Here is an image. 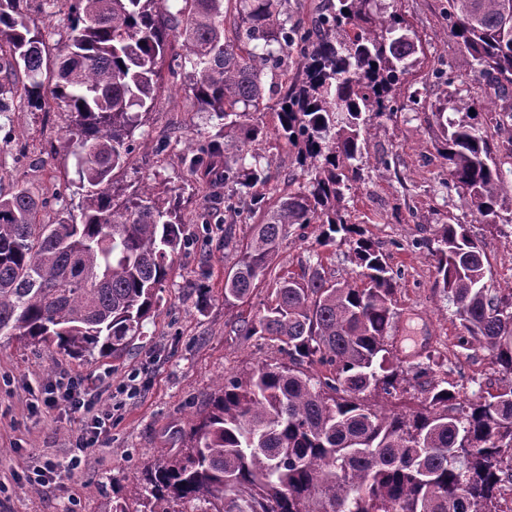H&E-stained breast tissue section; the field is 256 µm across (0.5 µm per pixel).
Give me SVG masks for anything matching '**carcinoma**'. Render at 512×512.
I'll return each mask as SVG.
<instances>
[{
  "instance_id": "1",
  "label": "carcinoma",
  "mask_w": 512,
  "mask_h": 512,
  "mask_svg": "<svg viewBox=\"0 0 512 512\" xmlns=\"http://www.w3.org/2000/svg\"><path fill=\"white\" fill-rule=\"evenodd\" d=\"M68 2L69 43L46 93L43 34L27 20V0H0V117H9L10 96L36 111L48 93L66 103L63 148L87 185L80 217L53 224L41 221L46 202L28 189L0 193V335L78 359L119 357L144 336L182 249V219L149 185L115 195L112 176L152 107L173 38L199 108L224 121L210 159L256 151L258 132L240 139L238 119L267 109L268 68L295 54L301 69L281 71L273 86L277 131L308 180L269 203L224 196L241 224L261 214L246 247L224 235L235 254L224 307L252 295L296 225H320L323 247L343 235L359 268L357 283L327 277L320 262L284 275L262 310L238 317V335L276 343L281 359L224 377L185 450L155 459L130 490L142 512H497L512 491V294L487 284L485 254L466 222L436 225L423 242L435 285L456 307L463 342L488 350L506 378L468 396L437 362L405 369L390 344L398 273L346 206L364 183L375 119L399 110L395 87L424 63L408 21L384 15L378 0H324L306 29L292 23L288 0ZM448 28L466 49L454 78L487 95L451 106L443 89L431 112L448 184L474 216L492 220L512 199L504 176L506 165L512 174V0H448ZM479 115L494 120L499 140L476 126ZM267 180L257 162L224 165L226 187ZM421 379L420 404L388 407L403 384Z\"/></svg>"
}]
</instances>
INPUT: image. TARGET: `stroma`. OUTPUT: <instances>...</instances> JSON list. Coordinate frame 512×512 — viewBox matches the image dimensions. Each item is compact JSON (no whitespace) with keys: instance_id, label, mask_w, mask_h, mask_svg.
<instances>
[{"instance_id":"stroma-1","label":"stroma","mask_w":512,"mask_h":512,"mask_svg":"<svg viewBox=\"0 0 512 512\" xmlns=\"http://www.w3.org/2000/svg\"><path fill=\"white\" fill-rule=\"evenodd\" d=\"M42 3L31 0L28 20L41 29L53 55L67 36L68 4L57 0L46 9ZM381 6L404 15L426 60L397 85L399 111L378 120L369 152L387 156L390 166L366 173L365 185L348 202L351 220L399 273V316L392 336L406 365L442 362L458 390L479 394L495 389L502 374L489 351L462 345L464 330L454 306L435 286L434 263L421 243L435 225L454 218L467 222L483 248L488 283L500 294L511 293L512 202H505L489 224L472 216L446 186L447 166L438 152L441 134L428 104L440 91L434 70H449L465 56L462 44L448 33V0H381ZM415 93L420 96L416 105L409 101ZM265 100L268 111L251 113L249 123L264 131L260 153L271 171L270 181L253 192L269 199L298 190L305 176L292 147L275 129L271 107L277 95L266 94ZM141 120L127 164L114 172L113 189L128 192L148 182L164 191L180 208L187 246L159 293L158 310L146 321L143 339L122 359L69 360L56 349L0 336V481L8 487L0 494V512H112L156 455L181 449L191 425L208 411L219 378L278 359L272 343L233 331L238 315L262 309L277 276L300 274L316 262L336 279L352 276L348 242L324 248L317 244L318 225L296 227L248 301L238 310L225 309L224 276L234 259L224 250V198L212 192L223 181L224 159L214 158L208 171L189 164L214 138L218 121L194 102L180 42H173L153 108ZM68 123V108L60 101L41 112L18 99L10 119L0 118V190L24 186L49 198L41 213L46 224L79 214L85 195L73 159L53 151ZM57 191L63 201L53 200ZM60 370L81 375L92 391L111 387V398L100 406L114 403L118 409L105 445L95 449L82 470L62 475L53 492L33 494L24 481L27 466L65 460L83 427L77 416L42 401Z\"/></svg>"}]
</instances>
